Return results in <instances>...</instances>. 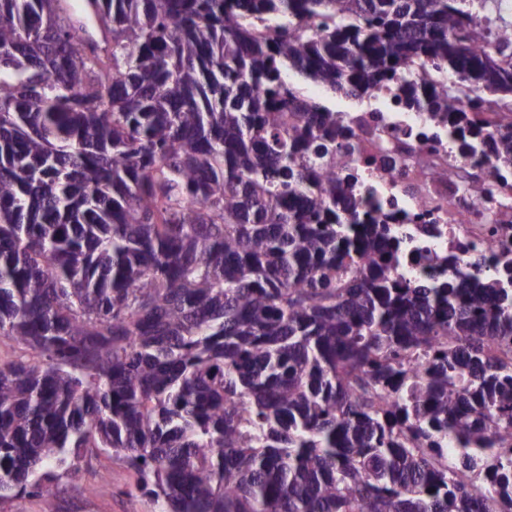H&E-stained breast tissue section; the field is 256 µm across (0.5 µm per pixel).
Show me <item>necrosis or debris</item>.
<instances>
[{"instance_id":"1","label":"necrosis or debris","mask_w":512,"mask_h":512,"mask_svg":"<svg viewBox=\"0 0 512 512\" xmlns=\"http://www.w3.org/2000/svg\"><path fill=\"white\" fill-rule=\"evenodd\" d=\"M397 88L365 95L341 112L351 134L336 151L335 170L360 210L379 216L404 239L398 272L415 281L455 279L474 261L512 265V209L487 217L486 187L497 179L512 193V170H497L490 147L466 150L448 134L444 112H410Z\"/></svg>"}]
</instances>
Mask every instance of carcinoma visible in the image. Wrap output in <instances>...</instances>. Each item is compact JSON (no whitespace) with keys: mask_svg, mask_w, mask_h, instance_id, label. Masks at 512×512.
<instances>
[{"mask_svg":"<svg viewBox=\"0 0 512 512\" xmlns=\"http://www.w3.org/2000/svg\"><path fill=\"white\" fill-rule=\"evenodd\" d=\"M57 2L0 0V501L105 448L158 512H512V267L403 280L288 81H395L512 167L473 0H97L105 56Z\"/></svg>","mask_w":512,"mask_h":512,"instance_id":"cac0c4a2","label":"carcinoma"}]
</instances>
